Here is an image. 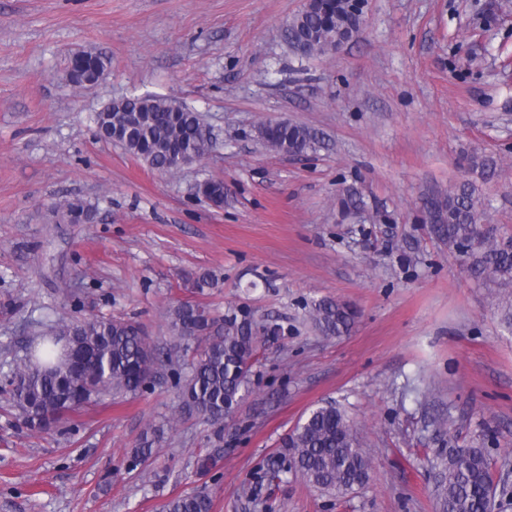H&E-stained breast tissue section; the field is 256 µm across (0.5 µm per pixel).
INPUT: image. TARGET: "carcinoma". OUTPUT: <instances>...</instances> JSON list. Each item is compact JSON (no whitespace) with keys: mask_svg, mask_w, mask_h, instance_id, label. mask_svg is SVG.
Here are the masks:
<instances>
[{"mask_svg":"<svg viewBox=\"0 0 512 512\" xmlns=\"http://www.w3.org/2000/svg\"><path fill=\"white\" fill-rule=\"evenodd\" d=\"M361 12L357 0H329L324 8L300 10L288 23L292 49L308 46L306 56L328 52L334 40L348 34L350 14ZM111 59L103 53H78L68 60L72 80L84 82L91 71L108 73ZM99 136L143 160L150 168L173 172L175 156L198 161L211 152L209 129L200 113L172 99L155 95L122 98L108 103L94 119ZM266 145L288 154H305L312 136L294 124L260 129ZM201 193L224 204V183L209 180ZM424 223L448 240V249L469 260L472 274L503 290L497 307L504 328L512 333V238L497 239L477 222L474 189L463 183L445 197L426 205ZM356 311L331 299L312 306L310 319L325 336H340L355 323ZM264 322L249 314L213 315L198 303L180 302L169 311V328L197 346L183 382L177 384L180 408H193L224 431V419L249 392L250 372L264 340ZM158 356L144 326L112 317L71 318L50 326L40 342L15 364L7 391L14 408L31 429L49 432L68 415L106 399L135 397L152 384ZM164 431L150 426L126 458L127 469L147 475ZM286 456L263 475L261 484L291 474L320 493L343 498L367 484L371 454L353 422L334 402L312 408L284 440ZM489 453L484 447L450 448L437 496L442 512H495L509 491L494 483ZM206 492H191L169 500L164 512H212Z\"/></svg>","mask_w":512,"mask_h":512,"instance_id":"cac0c4a2","label":"carcinoma"}]
</instances>
